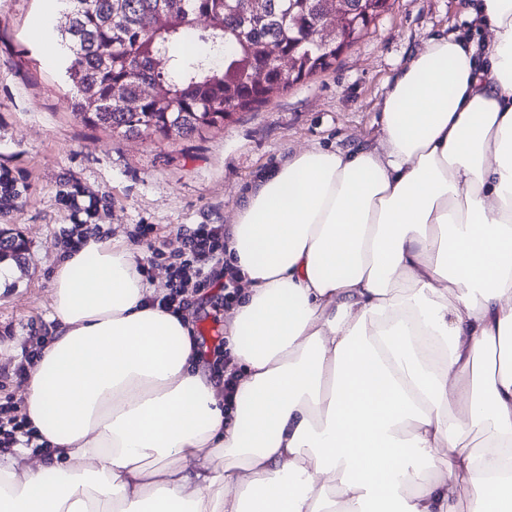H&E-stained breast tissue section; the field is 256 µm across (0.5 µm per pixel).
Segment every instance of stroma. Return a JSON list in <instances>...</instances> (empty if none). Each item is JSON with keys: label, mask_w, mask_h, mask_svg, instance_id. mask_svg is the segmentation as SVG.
Instances as JSON below:
<instances>
[{"label": "stroma", "mask_w": 512, "mask_h": 512, "mask_svg": "<svg viewBox=\"0 0 512 512\" xmlns=\"http://www.w3.org/2000/svg\"><path fill=\"white\" fill-rule=\"evenodd\" d=\"M464 5L389 0L329 69L267 104L188 137L127 138L73 113L50 0H0V166L28 185L0 228L19 235L29 257L0 287V408L21 415L25 381L16 368L49 337V275L66 248L63 230L76 222L59 190L75 184L85 195H108V206L89 221L104 236L137 247L136 226L154 225L165 254L146 263V278L167 288L180 230L233 224L244 194L267 170L309 147L376 146L392 79L434 35L468 31ZM230 307L216 286L190 296L185 315L194 338L207 326L227 337Z\"/></svg>", "instance_id": "35a3bbf8"}]
</instances>
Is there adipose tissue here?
<instances>
[{
  "mask_svg": "<svg viewBox=\"0 0 512 512\" xmlns=\"http://www.w3.org/2000/svg\"><path fill=\"white\" fill-rule=\"evenodd\" d=\"M465 13L489 39H429L379 146L237 210L232 410L138 248L62 255L24 390L52 454L0 457V512H512V0Z\"/></svg>",
  "mask_w": 512,
  "mask_h": 512,
  "instance_id": "obj_1",
  "label": "adipose tissue"
}]
</instances>
